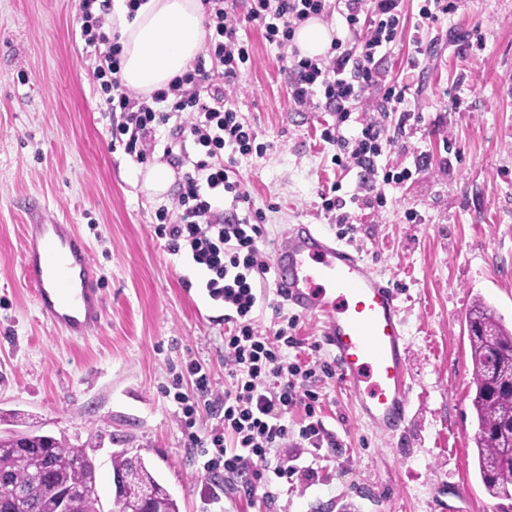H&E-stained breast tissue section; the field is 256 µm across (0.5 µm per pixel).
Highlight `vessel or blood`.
Instances as JSON below:
<instances>
[{
    "mask_svg": "<svg viewBox=\"0 0 512 512\" xmlns=\"http://www.w3.org/2000/svg\"><path fill=\"white\" fill-rule=\"evenodd\" d=\"M21 267L42 316L70 337L101 326L100 277L71 224H32ZM276 294L301 315L322 318L340 384L359 420L394 436L409 419L404 320L395 288L317 224H290L272 258Z\"/></svg>",
    "mask_w": 512,
    "mask_h": 512,
    "instance_id": "1",
    "label": "vessel or blood"
}]
</instances>
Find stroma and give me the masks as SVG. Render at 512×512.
<instances>
[{
  "label": "stroma",
  "instance_id": "stroma-1",
  "mask_svg": "<svg viewBox=\"0 0 512 512\" xmlns=\"http://www.w3.org/2000/svg\"><path fill=\"white\" fill-rule=\"evenodd\" d=\"M399 8L402 32L379 70L415 118L386 161L414 175L385 187L386 207L355 210L352 246L399 291L411 422L400 438L376 433L336 378H322L317 414L335 444L291 437L278 454L296 473L265 498L245 493L246 476L201 468L165 393L196 360L223 396L224 306L155 233L171 197L140 186L161 152L140 163L113 146L121 115L102 109L101 54L80 37L78 0H0V435L92 442L106 505L110 456L127 448L179 512H501L479 477L465 317L480 298L512 329V0H457L419 39V0ZM241 36L252 62L239 107L267 151L240 157L237 173L270 253L285 225L329 224L321 189L338 181L350 193L358 177L320 139L329 113L290 105L282 50L257 26ZM30 224H73L88 239L105 300L89 336H64L40 314L21 273ZM254 317L267 334L297 318L298 356L332 361L321 320L273 294Z\"/></svg>",
  "mask_w": 512,
  "mask_h": 512
}]
</instances>
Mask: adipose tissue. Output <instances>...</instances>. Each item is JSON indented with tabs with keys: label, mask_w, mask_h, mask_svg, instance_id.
<instances>
[{
	"label": "adipose tissue",
	"mask_w": 512,
	"mask_h": 512,
	"mask_svg": "<svg viewBox=\"0 0 512 512\" xmlns=\"http://www.w3.org/2000/svg\"><path fill=\"white\" fill-rule=\"evenodd\" d=\"M115 25L122 46L121 79L146 93L182 76L205 37L200 0H143L134 17L119 13Z\"/></svg>",
	"instance_id": "obj_1"
}]
</instances>
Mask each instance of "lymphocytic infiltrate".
<instances>
[{"label": "lymphocytic infiltrate", "mask_w": 512, "mask_h": 512, "mask_svg": "<svg viewBox=\"0 0 512 512\" xmlns=\"http://www.w3.org/2000/svg\"><path fill=\"white\" fill-rule=\"evenodd\" d=\"M400 0H202L207 47L190 69L167 88L145 95L126 87L120 78L121 46L105 32L103 15L92 11L95 0H80L78 22L85 44L108 45L95 77L106 95L108 111L123 115L112 138L122 141L129 156L144 159L162 149L182 176L172 207L156 212V233L168 241L172 254L186 255L206 274L209 296L223 302L224 414L207 433L196 429V412L212 392L210 373L199 362L185 364L188 390L175 391L187 447L193 448L205 471L248 475V494L280 479L293 469L277 456L291 436L312 446L325 439L316 417L321 378L327 362L290 359L300 341L292 331L296 319L273 335L262 334L254 313L266 298L271 267L259 246L263 231L250 214L239 213L250 197L233 175L238 157L264 154L244 121L233 93L240 69L251 60V48L240 36L241 22L260 28L269 44L292 46L298 27L335 7L348 34L333 37L327 53L308 57L292 54L286 69L288 94L302 112L332 113L320 139L335 146L332 157L340 169L356 167L360 186L372 190L370 204L387 203L384 186L412 178L410 169L382 166L380 157L395 145L387 120L397 114L406 126L414 114L403 109V91L379 84V63L401 27ZM168 126L165 139L157 131ZM305 410L304 425H295L296 407Z\"/></svg>", "instance_id": "1"}]
</instances>
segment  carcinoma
<instances>
[{
  "instance_id": "cac0c4a2",
  "label": "carcinoma",
  "mask_w": 512,
  "mask_h": 512,
  "mask_svg": "<svg viewBox=\"0 0 512 512\" xmlns=\"http://www.w3.org/2000/svg\"><path fill=\"white\" fill-rule=\"evenodd\" d=\"M473 367L472 405L478 468L486 492L512 499V331L482 300L467 317ZM0 437V477L23 490L19 499L0 496V512H102L98 464L92 449L34 432ZM112 473H131L122 493L127 512L149 505L157 512H179L176 500L139 455L112 453Z\"/></svg>"
}]
</instances>
